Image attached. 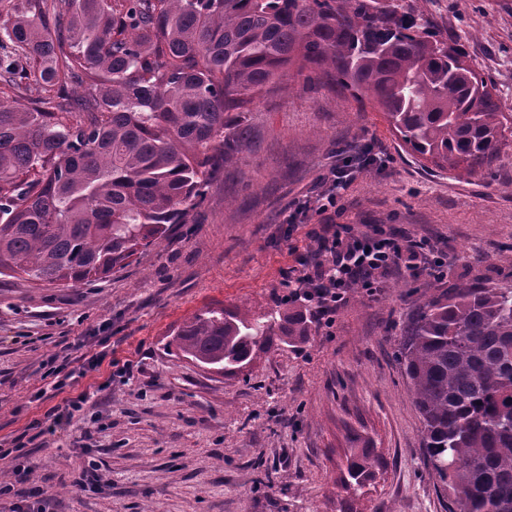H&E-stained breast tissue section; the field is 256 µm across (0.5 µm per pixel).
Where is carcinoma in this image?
Returning <instances> with one entry per match:
<instances>
[{
  "instance_id": "cac0c4a2",
  "label": "carcinoma",
  "mask_w": 512,
  "mask_h": 512,
  "mask_svg": "<svg viewBox=\"0 0 512 512\" xmlns=\"http://www.w3.org/2000/svg\"><path fill=\"white\" fill-rule=\"evenodd\" d=\"M426 0H6L0 11V275L102 280L201 207L250 151L265 93L312 77L370 102L411 152L472 177L508 119ZM37 96L21 107L24 84ZM82 88L72 98L68 88ZM307 335L277 305L209 310L175 334L226 374ZM397 356L455 509L512 512V287L459 282L407 316ZM368 452L347 474L369 475Z\"/></svg>"
}]
</instances>
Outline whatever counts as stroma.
Segmentation results:
<instances>
[{"label":"stroma","mask_w":512,"mask_h":512,"mask_svg":"<svg viewBox=\"0 0 512 512\" xmlns=\"http://www.w3.org/2000/svg\"><path fill=\"white\" fill-rule=\"evenodd\" d=\"M423 23L465 48L512 117V0H426ZM252 150L222 168L186 223L124 268L75 288L0 275V445L24 443L50 512H343L351 454L374 449L365 512H451L425 462L420 418L396 356L402 322L459 281L512 286V138L470 178L415 156L382 113L316 84L256 100ZM373 145L390 159L345 192L340 224H381L448 251L445 278L394 275L376 299L350 295L333 328L273 343L227 376L182 356L172 339L195 314L266 313L317 218L288 228L289 205L330 164ZM65 358L82 425L33 437L51 406L48 360ZM97 369H89L92 359ZM132 363L127 378L113 368ZM96 459L100 481H71Z\"/></svg>","instance_id":"stroma-1"}]
</instances>
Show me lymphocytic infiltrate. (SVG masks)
<instances>
[{
	"mask_svg": "<svg viewBox=\"0 0 512 512\" xmlns=\"http://www.w3.org/2000/svg\"><path fill=\"white\" fill-rule=\"evenodd\" d=\"M374 163L382 166L386 160L357 155L331 165L319 176L304 203L306 212L319 218V226L313 233L317 248L300 259L282 286L286 299L304 300L313 321L328 329L333 327L336 313L352 288H361L364 294L374 297L386 288L393 274L415 278L431 269L440 276L449 263L447 253L430 239H417L395 229L386 231L377 225L359 232L353 225L336 223L344 191L358 174ZM67 385L63 378L54 381L52 389L62 399L43 418L33 420L31 429L52 436L73 425L86 396L66 395Z\"/></svg>",
	"mask_w": 512,
	"mask_h": 512,
	"instance_id": "obj_1",
	"label": "lymphocytic infiltrate"
}]
</instances>
